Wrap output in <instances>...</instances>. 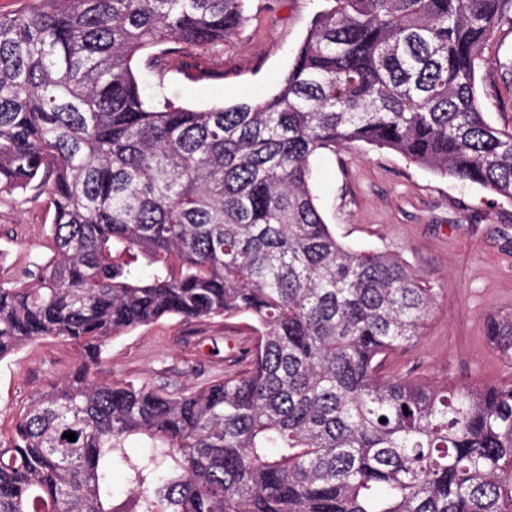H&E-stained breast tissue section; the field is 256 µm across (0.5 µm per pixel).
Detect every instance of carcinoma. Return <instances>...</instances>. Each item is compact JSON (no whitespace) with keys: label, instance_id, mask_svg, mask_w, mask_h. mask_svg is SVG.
Segmentation results:
<instances>
[{"label":"carcinoma","instance_id":"1","mask_svg":"<svg viewBox=\"0 0 512 512\" xmlns=\"http://www.w3.org/2000/svg\"><path fill=\"white\" fill-rule=\"evenodd\" d=\"M247 2L0 13V194L53 209L50 257L0 280V360L49 337L79 356L0 432V512H512V382L381 376L432 289L339 242L311 187L317 155L362 142L512 200V131L476 84L512 0H327L269 95L144 92L142 58L162 74L170 43L224 45ZM241 315L244 374L177 397L98 377L138 327ZM485 336L511 363L512 314Z\"/></svg>","mask_w":512,"mask_h":512}]
</instances>
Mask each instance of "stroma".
Masks as SVG:
<instances>
[{"label":"stroma","instance_id":"1","mask_svg":"<svg viewBox=\"0 0 512 512\" xmlns=\"http://www.w3.org/2000/svg\"><path fill=\"white\" fill-rule=\"evenodd\" d=\"M325 0H250V20L222 50L170 60L163 77L143 71L145 85L186 106L231 104L266 94L281 79ZM481 106L497 128L512 131V27L500 26L482 49ZM314 190L336 238L351 247L402 256L435 293L423 336L389 356L383 375L436 377L479 387L512 382V363L485 339V319L512 313V201L442 176L390 150L358 143L327 151ZM47 197L19 191L0 200V278L20 275L49 255ZM244 316L205 321L165 317L112 340L101 375L181 392L244 372L233 361L256 334ZM76 352L40 339L0 361V426L38 393L67 375Z\"/></svg>","mask_w":512,"mask_h":512}]
</instances>
